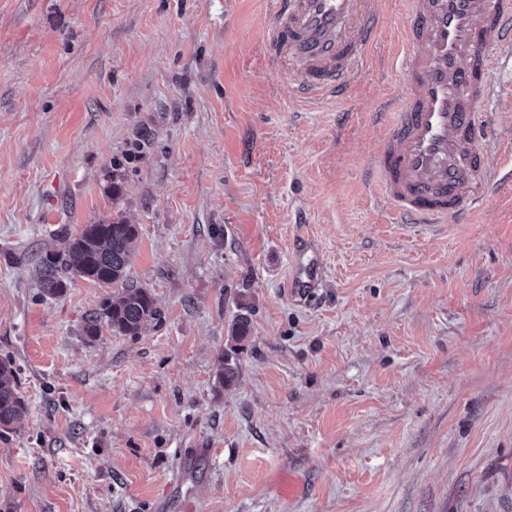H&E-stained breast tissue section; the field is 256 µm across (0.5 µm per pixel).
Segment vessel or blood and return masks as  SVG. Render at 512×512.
<instances>
[{"mask_svg": "<svg viewBox=\"0 0 512 512\" xmlns=\"http://www.w3.org/2000/svg\"><path fill=\"white\" fill-rule=\"evenodd\" d=\"M375 0H276L265 40L269 56L298 74L303 96L338 98L361 70L381 24ZM400 67L407 82L390 102L374 152L378 188L404 224L464 219L478 189L495 177L478 118L491 96L498 47L512 45V0H401ZM314 244L289 284L302 298L317 288L322 267Z\"/></svg>", "mask_w": 512, "mask_h": 512, "instance_id": "vessel-or-blood-1", "label": "vessel or blood"}]
</instances>
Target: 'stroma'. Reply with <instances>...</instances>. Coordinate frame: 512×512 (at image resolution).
Listing matches in <instances>:
<instances>
[{
    "mask_svg": "<svg viewBox=\"0 0 512 512\" xmlns=\"http://www.w3.org/2000/svg\"><path fill=\"white\" fill-rule=\"evenodd\" d=\"M377 4L374 68L308 101L266 51L275 0H0V360L28 406L0 512H512V46L479 109L493 186L406 227L374 189L403 83ZM117 216L162 319L91 340L114 288L46 296L37 258ZM294 251L300 256L308 252L313 254L306 264H301L298 267L288 286L291 295L303 299L312 289L318 288L322 279V267L315 256L314 243L310 239H296ZM236 348L231 347L230 351L234 355ZM229 354L228 352L224 353V356L221 357L218 365V369L216 371V383L221 387H227L233 384L238 376V365L236 362L235 356Z\"/></svg>",
    "mask_w": 512,
    "mask_h": 512,
    "instance_id": "1",
    "label": "stroma"
}]
</instances>
